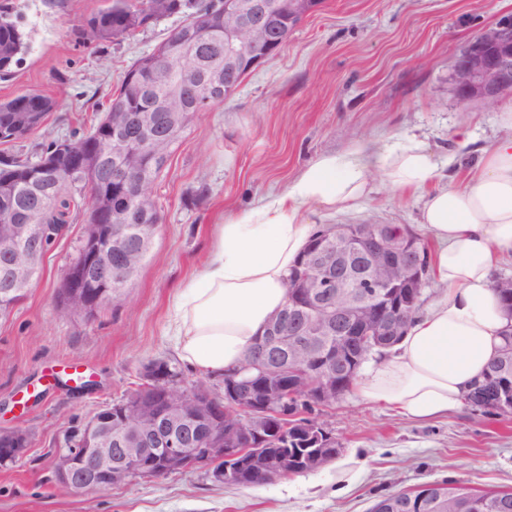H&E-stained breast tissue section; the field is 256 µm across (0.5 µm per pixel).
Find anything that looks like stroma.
<instances>
[{
    "instance_id": "stroma-1",
    "label": "stroma",
    "mask_w": 512,
    "mask_h": 512,
    "mask_svg": "<svg viewBox=\"0 0 512 512\" xmlns=\"http://www.w3.org/2000/svg\"><path fill=\"white\" fill-rule=\"evenodd\" d=\"M0 3L29 42L23 62L0 78V99L35 89L56 102L39 128L0 143V158L32 160L51 141L88 132L126 69L181 23L164 18L87 47L78 30L104 0ZM510 11L512 0H322L274 57L185 132L154 186L163 222L150 253L125 297L92 317L60 303L63 274L85 233L79 214L67 213L37 282L0 315V429L30 439L22 457L0 467V512H370L379 496L427 482L512 491V413L463 405L418 422L352 392L319 413L342 451L313 473L229 486L193 468L85 495L60 490L49 467L74 430L144 384L149 361L180 365L185 384L223 392L221 380L181 366L166 329L177 288L201 272L225 214L283 188L318 154L362 138L393 143L414 135L438 162L451 147L464 166L488 150L500 134L498 108L456 97L452 54ZM461 125L469 142L450 146L449 131ZM370 180L372 198L336 223L417 229L416 199L393 193L379 174ZM75 369L93 380V391H76Z\"/></svg>"
}]
</instances>
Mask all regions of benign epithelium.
<instances>
[{"mask_svg":"<svg viewBox=\"0 0 512 512\" xmlns=\"http://www.w3.org/2000/svg\"><path fill=\"white\" fill-rule=\"evenodd\" d=\"M321 0H224V48L211 37L208 18L196 20L194 31L182 39L178 62L153 59L145 75L135 72L127 81L155 88L176 83L181 107L170 112L142 105L112 114L113 187L95 193L99 223L86 225L76 260L62 279L61 306L91 316L117 300V284L135 277L153 246L155 220L153 183L143 173V153L167 159L171 139L192 113L201 111L198 92L215 100L231 95L240 76L275 56L288 39L286 24L313 14ZM211 65H197L201 52ZM451 81L464 103L492 105L512 95V12L480 30L453 55ZM92 148L82 141L59 142L37 170L23 175L0 174V189L9 193L32 187L50 174L69 179L85 166ZM36 208L26 209L13 224L4 225L0 242V314L20 301L36 280L46 254L51 229L35 220ZM137 244V261L129 255V240ZM426 269L410 245V235L393 224H338L320 237L306 255L304 272L293 278L288 299L267 323L258 348L249 356L242 379L224 380L218 399L201 385L180 384L168 365L156 361L144 368L154 397L136 395L98 411L84 427L77 447L56 454V485L70 493L111 488L120 481L154 478L196 466L210 469L212 478L239 483L243 476L271 481L296 472L311 473L329 459L337 444L325 428L307 425L317 445L301 454L271 451L253 443L268 435L288 437L274 419L286 417L280 381L291 376L322 403L342 395L340 379L361 364L389 338L401 335L419 309ZM494 400L511 411L503 389H474L472 400ZM28 448L26 432H0V465L14 461ZM444 493L425 491L419 499L401 500L403 512H442Z\"/></svg>","mask_w":512,"mask_h":512,"instance_id":"benign-epithelium-1","label":"benign epithelium"}]
</instances>
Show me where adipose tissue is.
<instances>
[{
	"label": "adipose tissue",
	"mask_w": 512,
	"mask_h": 512,
	"mask_svg": "<svg viewBox=\"0 0 512 512\" xmlns=\"http://www.w3.org/2000/svg\"><path fill=\"white\" fill-rule=\"evenodd\" d=\"M497 122L502 138L461 180H443L420 140H359L343 153L318 155L285 189L225 218L200 275L176 296L169 333L182 361L214 378L235 368L284 305L315 216L344 213L369 198L368 175L377 171L392 191L420 195L430 277L443 294L356 378L354 391L417 421L459 407L496 356L507 325L492 275L512 258V104Z\"/></svg>",
	"instance_id": "adipose-tissue-1"
}]
</instances>
